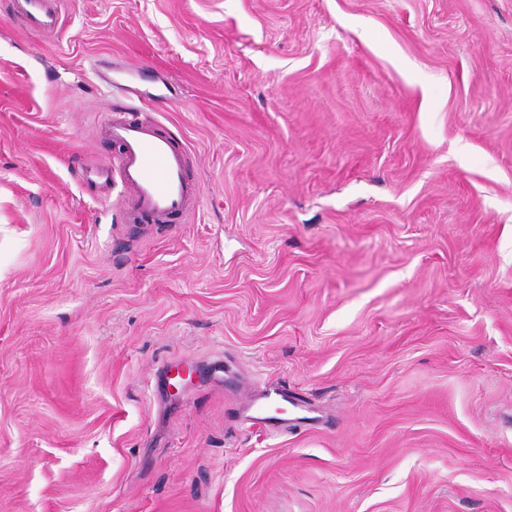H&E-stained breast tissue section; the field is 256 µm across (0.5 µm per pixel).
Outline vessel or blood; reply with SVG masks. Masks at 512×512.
I'll list each match as a JSON object with an SVG mask.
<instances>
[{
    "instance_id": "vessel-or-blood-1",
    "label": "vessel or blood",
    "mask_w": 512,
    "mask_h": 512,
    "mask_svg": "<svg viewBox=\"0 0 512 512\" xmlns=\"http://www.w3.org/2000/svg\"><path fill=\"white\" fill-rule=\"evenodd\" d=\"M12 10L24 20L27 29L39 32L59 31L63 26L59 0H11ZM116 64L104 60L96 64V74L109 83L114 96L122 98L119 113L106 123L105 129L119 152L96 164L95 169L106 181L120 185V202L127 222L140 217L153 218L163 224L170 217L193 211L200 198V186L189 181L187 149L162 134L155 120L145 114L150 98L136 89L113 83ZM287 392L263 391L253 395L246 406L251 426L275 432L286 425L281 418Z\"/></svg>"
}]
</instances>
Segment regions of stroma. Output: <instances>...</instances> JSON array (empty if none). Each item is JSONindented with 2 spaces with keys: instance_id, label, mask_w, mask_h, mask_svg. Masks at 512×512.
Masks as SVG:
<instances>
[{
  "instance_id": "stroma-1",
  "label": "stroma",
  "mask_w": 512,
  "mask_h": 512,
  "mask_svg": "<svg viewBox=\"0 0 512 512\" xmlns=\"http://www.w3.org/2000/svg\"><path fill=\"white\" fill-rule=\"evenodd\" d=\"M61 11L0 0V512H512V0ZM114 57L194 213L90 172ZM12 10L19 14L29 30L58 32L62 26L60 1L58 0H10ZM287 398L288 393L280 389L273 393L262 391L259 394H254L245 406L247 421L250 422L251 426L268 432H276L286 427L288 419L276 415L282 413L281 404L282 402H289Z\"/></svg>"
}]
</instances>
